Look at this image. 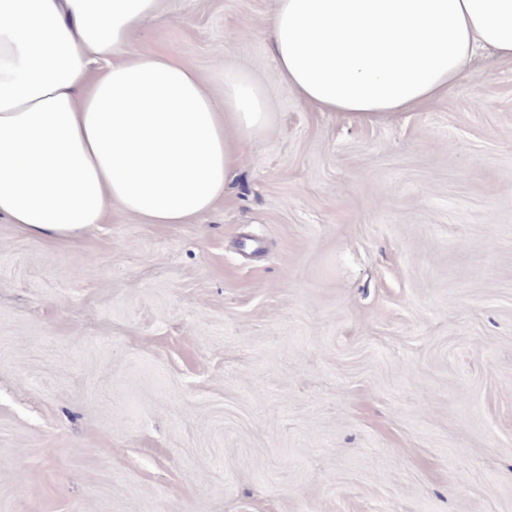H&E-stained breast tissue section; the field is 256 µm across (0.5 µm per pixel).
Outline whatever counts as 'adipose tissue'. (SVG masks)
I'll list each match as a JSON object with an SVG mask.
<instances>
[{
    "label": "adipose tissue",
    "mask_w": 512,
    "mask_h": 512,
    "mask_svg": "<svg viewBox=\"0 0 512 512\" xmlns=\"http://www.w3.org/2000/svg\"><path fill=\"white\" fill-rule=\"evenodd\" d=\"M160 0H0V217L71 237L112 206L184 224L223 197L273 120L249 73L217 92L135 36ZM282 82L321 112L372 119L445 95L479 51L512 62V0H276Z\"/></svg>",
    "instance_id": "1"
}]
</instances>
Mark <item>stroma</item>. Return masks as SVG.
<instances>
[{"label":"stroma","instance_id":"1","mask_svg":"<svg viewBox=\"0 0 512 512\" xmlns=\"http://www.w3.org/2000/svg\"><path fill=\"white\" fill-rule=\"evenodd\" d=\"M275 4L162 0L139 37L268 91L209 212L0 218V512H512V63L324 113Z\"/></svg>","mask_w":512,"mask_h":512}]
</instances>
